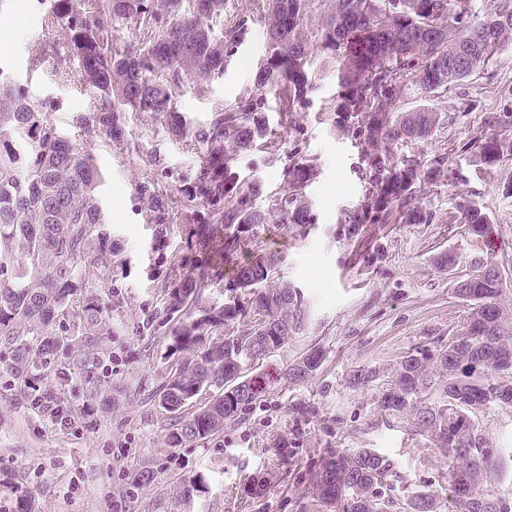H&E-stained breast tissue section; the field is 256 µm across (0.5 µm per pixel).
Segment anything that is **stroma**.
Listing matches in <instances>:
<instances>
[{"mask_svg": "<svg viewBox=\"0 0 512 512\" xmlns=\"http://www.w3.org/2000/svg\"><path fill=\"white\" fill-rule=\"evenodd\" d=\"M266 0H226L223 16L210 25L214 36L239 21L247 28L224 57L222 76L207 82L182 78L173 101L189 127L209 123L218 107L248 96L268 52L263 10ZM41 0H0V68L33 98L51 100L57 130L93 156L102 173L99 188L105 227L116 252L100 266L111 279L105 328L73 335L81 300L58 321L69 352L58 354L41 380L67 404L73 427L59 428L27 409L29 390L5 372L15 341L0 336V512H12L17 491L31 496L32 512H325L306 488V477L327 453L371 449L392 465L388 495L406 502L424 492L448 505V459L430 434L408 417L383 410L380 397L400 361L418 349L446 348L471 317L456 294L457 276L470 275L478 261L497 263L500 303L512 316V155L487 165L472 147L491 132L489 117L512 111V42L490 57L481 73L430 98L441 120L428 137L391 146L392 159L414 155L423 161L448 158L439 180L422 185L423 219L417 224H368L348 238V217L369 196L368 173L351 135L336 125L339 60L320 43V31L335 0H305L299 29L308 44L312 90L293 123L282 121V97L268 93L275 149L257 146L239 156L240 178L258 179L259 208L271 207L284 190L289 158L313 164L315 179L303 193L310 226L303 235L265 233L245 257L277 253L276 276L297 289L306 322L302 331L264 360L267 376L258 399L204 442L171 447L175 420L159 406L172 376L170 326L160 324L166 277L160 256L198 259L192 214L200 209L182 189L203 154L191 137H175L142 112L126 115L124 143L104 141L77 124L94 111L93 92L80 89L76 64L61 66L66 33L46 26ZM42 42L51 53L32 68L28 50ZM153 181L169 198L171 231L158 247L154 225L135 196L139 182ZM474 200L490 219L488 235H472L456 209L459 198ZM456 253L454 271L434 259ZM323 356L304 380L280 378L308 352ZM472 418L494 450V487L508 494L512 508V404L474 410ZM208 478L206 492L189 508L177 504L196 474Z\"/></svg>", "mask_w": 512, "mask_h": 512, "instance_id": "stroma-1", "label": "stroma"}]
</instances>
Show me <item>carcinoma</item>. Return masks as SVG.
<instances>
[{
    "label": "carcinoma",
    "instance_id": "carcinoma-1",
    "mask_svg": "<svg viewBox=\"0 0 512 512\" xmlns=\"http://www.w3.org/2000/svg\"><path fill=\"white\" fill-rule=\"evenodd\" d=\"M476 0H336L335 13L320 32L322 47L339 58L336 124L345 127L361 148L369 169L370 202L348 221L357 237L365 224H386L393 217L406 224L423 219L414 193L421 182L444 174L446 158L425 165L413 156L389 160L386 147L425 138L439 121L429 108L396 113L392 106L410 82L424 95L463 81L485 65V47L498 49L512 36V0H499L482 17ZM303 0H268L266 33L271 49L255 76L260 93L281 89L285 109L302 105L309 89L307 43L298 33ZM224 14V0H54L47 24L67 33V57L77 62L78 83L99 97L96 110L78 117L108 142L126 137V112H148L176 135L190 128L171 107V83L180 76L206 81L224 73V49L242 35V24L213 36L209 21ZM134 21L153 32L146 42L118 43L117 27ZM466 51L472 66L448 75V58ZM195 138L203 157L185 192L202 199L198 214L199 248H216L224 263L181 265L182 273L167 286L164 307L172 327L176 368L162 393L160 406L179 416L168 436L175 448L207 439L224 428V421L252 405L261 392V378L248 367L305 327L301 297L286 282L275 279L280 257L268 253L257 261L241 257L273 226L306 228L309 203L302 189L314 175L311 165L288 164L285 194L262 210L257 179L244 180L234 161L268 138L269 116L254 100L220 111ZM26 152L14 148L16 138ZM506 139L497 133L475 141L485 164L504 153ZM101 173L83 147L65 140L53 123L51 103L33 99L0 71V336L17 342L18 355L5 370L15 377L35 367L47 369L59 347L53 325L65 314L78 291L96 287L98 260L112 259V238L104 229L98 203ZM156 241L164 245L169 230V206L164 194L147 181L137 187ZM459 212L476 236L488 232L489 220L476 203L462 198ZM232 271L234 287L252 297L251 304L267 312V324L239 332L229 327L250 315L238 303L202 306L206 290L224 292V267ZM477 274L457 289L474 305L467 332L448 348L429 354L418 350L401 362L390 388L381 397L388 410L410 416L417 428L431 433L448 454L453 512H505L506 493L492 488V451L471 419L472 410L493 403H512V385L490 382V375L512 371V329L505 323L498 298L502 278L493 263L478 262ZM83 319L97 326L108 319L100 294L87 293ZM27 336L40 337L32 350ZM321 362L317 351L289 366L283 377L300 380ZM448 375L443 391L448 403L427 402L432 371ZM222 393L198 411L185 407L202 391ZM391 468L370 449L334 454L320 460L309 474L313 495L327 512H391L394 500L375 494ZM403 512H437L426 493L408 499Z\"/></svg>",
    "mask_w": 512,
    "mask_h": 512
}]
</instances>
